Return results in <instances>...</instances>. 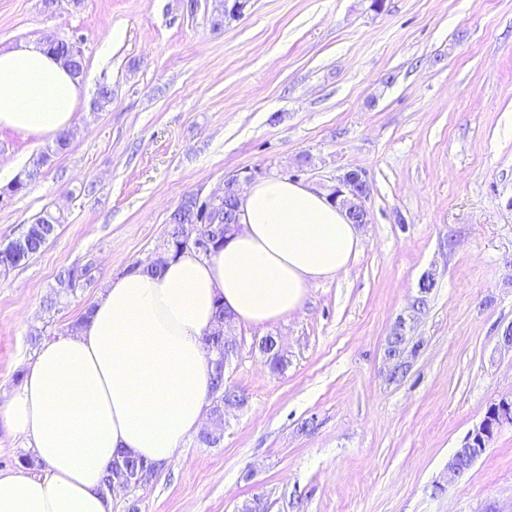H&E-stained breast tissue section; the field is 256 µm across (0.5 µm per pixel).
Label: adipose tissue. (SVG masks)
Returning a JSON list of instances; mask_svg holds the SVG:
<instances>
[{"mask_svg": "<svg viewBox=\"0 0 512 512\" xmlns=\"http://www.w3.org/2000/svg\"><path fill=\"white\" fill-rule=\"evenodd\" d=\"M83 93L44 48L0 51V130L56 138ZM239 222L209 254L108 279L78 328L41 344L0 424L43 469L0 472V512H112L102 482L118 451L162 466L203 424L212 386L204 338L216 303L238 324L277 322L362 247L356 224L324 193L282 177L241 195Z\"/></svg>", "mask_w": 512, "mask_h": 512, "instance_id": "1", "label": "adipose tissue"}]
</instances>
